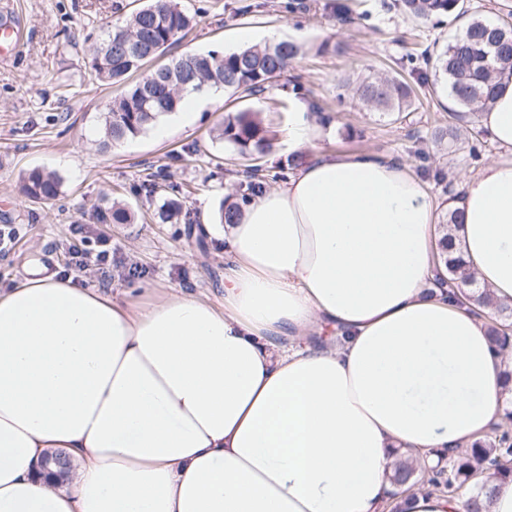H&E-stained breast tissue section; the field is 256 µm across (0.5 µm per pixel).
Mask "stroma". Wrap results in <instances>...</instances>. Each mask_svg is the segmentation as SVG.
<instances>
[{
  "instance_id": "obj_1",
  "label": "stroma",
  "mask_w": 512,
  "mask_h": 512,
  "mask_svg": "<svg viewBox=\"0 0 512 512\" xmlns=\"http://www.w3.org/2000/svg\"><path fill=\"white\" fill-rule=\"evenodd\" d=\"M146 0H7L0 24H18L24 38L8 62H0V225L17 229L9 253L0 255V286L34 263L66 269L67 247L86 241L88 248L108 250L112 281L99 285L90 273H76L79 283L103 294L144 304L154 289L173 286L204 300L224 295V254L219 244L223 224L202 233V217L217 214L225 197L244 180L248 160L216 135L226 112L250 109L270 130L274 148L266 157L269 186L277 167L288 159L305 164L307 151L292 143L297 98L317 105L331 122L324 151L372 150L400 157L414 167L441 171L445 179L431 185L440 203L460 168H476L479 159L497 152L487 135H474V121H460L446 103L444 81L420 58L422 49L441 52L468 19L508 18L512 0H464L466 14L418 20L404 14L394 0H182L195 26L162 55L169 62L186 51L224 53L239 49L240 30L274 34L301 46L291 68L269 89L239 99L207 91L187 99L193 121L160 138L155 128L100 150L102 113L119 88L94 80V47L111 29ZM402 77L424 84L421 105L392 115L363 104L355 94L366 77ZM454 127L458 138L437 142L434 129ZM479 145V159L469 150ZM54 172L60 194L51 204L30 202L20 193L29 170ZM164 171L170 182L187 186L183 201L192 221L166 224L160 218L166 197L140 195L150 174ZM127 203L130 224H105L100 213L113 201ZM90 230L81 237L80 227ZM139 270L128 274L129 267Z\"/></svg>"
}]
</instances>
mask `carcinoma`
<instances>
[{"label": "carcinoma", "mask_w": 512, "mask_h": 512, "mask_svg": "<svg viewBox=\"0 0 512 512\" xmlns=\"http://www.w3.org/2000/svg\"><path fill=\"white\" fill-rule=\"evenodd\" d=\"M461 0H401L400 8L416 19H430L461 10ZM195 22L181 0H148L124 21L113 25L96 47L91 58V74L102 83L121 85L123 91L107 105L101 128L100 147L134 138L157 119L178 109L181 92L190 87L199 92L206 88L227 92L254 94L266 89L275 77L292 65L300 52L293 41L255 44L230 53L211 51L184 53L170 63L155 67L154 61L180 40ZM133 42L141 46L136 58H126L117 49ZM426 64L448 83V96L458 107L457 114L474 115L494 100L498 85L495 77L503 70H512V25L474 18L446 48L433 56L422 53ZM359 98L385 112H403L411 104V91L396 80L368 78L357 88ZM219 138L234 145L249 157L262 156L273 146L270 131L257 121L248 109L229 112L218 129ZM60 188V179L51 172L34 169L23 180L20 191L32 202L53 201ZM265 188L263 168H250L249 180L240 184L241 199L246 202ZM162 189L173 195L181 187L168 181L163 171L151 175L140 191L150 196ZM132 215L121 203L114 202L102 212L101 221L115 224L130 222ZM453 244L446 236L441 242L436 283L470 286L474 279L460 257L451 256ZM512 318V310H497V320L489 327V340L499 352L512 345V334L501 319ZM483 470L490 478L512 477V411L505 410L502 422L490 436L473 443L470 450L448 455L445 465L426 471L402 465L393 476L399 487L428 486L435 491L455 496L463 485ZM491 490L482 484L466 502V512H488L486 501Z\"/></svg>", "instance_id": "carcinoma-1"}]
</instances>
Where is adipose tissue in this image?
Masks as SVG:
<instances>
[{
    "label": "adipose tissue",
    "instance_id": "ef3b65f1",
    "mask_svg": "<svg viewBox=\"0 0 512 512\" xmlns=\"http://www.w3.org/2000/svg\"><path fill=\"white\" fill-rule=\"evenodd\" d=\"M477 122L497 156L460 174L454 252L512 307V72ZM224 227V298L122 304L32 268L0 289V512H385L399 462L430 467L512 406V352L434 286L441 209L406 160L329 152ZM66 451V481L38 476ZM417 488L404 512H464Z\"/></svg>",
    "mask_w": 512,
    "mask_h": 512
}]
</instances>
